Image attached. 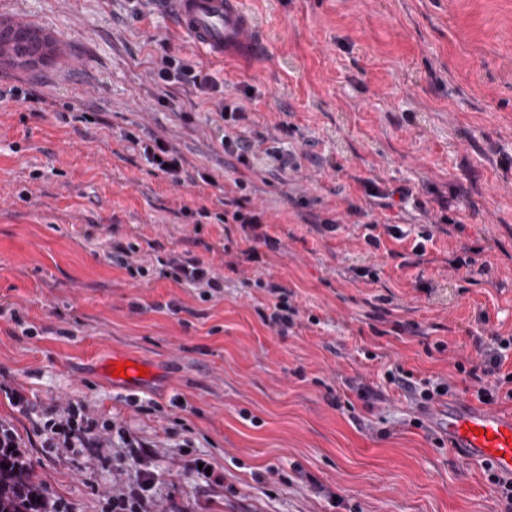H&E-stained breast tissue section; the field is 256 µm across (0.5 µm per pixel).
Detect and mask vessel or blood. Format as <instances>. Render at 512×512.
Segmentation results:
<instances>
[{"label": "vessel or blood", "instance_id": "obj_1", "mask_svg": "<svg viewBox=\"0 0 512 512\" xmlns=\"http://www.w3.org/2000/svg\"><path fill=\"white\" fill-rule=\"evenodd\" d=\"M173 20L192 43L211 58L245 51L253 42V21L242 0H168ZM428 414L463 461H492L512 477V411L477 405L463 398L428 406Z\"/></svg>", "mask_w": 512, "mask_h": 512}]
</instances>
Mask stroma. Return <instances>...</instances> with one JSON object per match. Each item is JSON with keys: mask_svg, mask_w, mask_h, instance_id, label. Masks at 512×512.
<instances>
[{"mask_svg": "<svg viewBox=\"0 0 512 512\" xmlns=\"http://www.w3.org/2000/svg\"><path fill=\"white\" fill-rule=\"evenodd\" d=\"M244 6L264 51L211 59L160 0L142 21L123 0H0V25L57 42L34 71L0 60L1 88L44 97L0 104V423L70 512H101L143 468L156 474L150 512H501L483 464L435 444L386 372L448 379L462 398L456 362L478 360L491 334L512 336V0ZM163 37L244 98L238 134L294 154L299 171L224 155L192 88L151 80ZM84 112L95 122H79ZM128 131L168 140L220 187L150 171ZM238 179L266 220L258 265L242 257L239 227L212 219ZM368 180L383 197L366 196ZM202 207V224L185 217ZM371 219L405 238L368 246ZM425 225L433 240L418 256ZM116 238L139 244L146 277L109 263ZM155 242L212 264L223 293L158 277ZM465 247L469 274L450 265ZM270 283L298 310L283 336L260 317ZM115 356L148 364L147 380L112 383L103 365ZM362 385L382 400L367 406ZM9 389L37 414L82 401L114 431L100 448L44 447ZM121 429L147 453L132 458ZM195 457L211 479L186 474Z\"/></svg>", "mask_w": 512, "mask_h": 512, "instance_id": "1", "label": "stroma"}]
</instances>
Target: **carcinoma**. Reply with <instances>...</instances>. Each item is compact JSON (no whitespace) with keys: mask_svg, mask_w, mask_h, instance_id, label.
<instances>
[{"mask_svg":"<svg viewBox=\"0 0 512 512\" xmlns=\"http://www.w3.org/2000/svg\"><path fill=\"white\" fill-rule=\"evenodd\" d=\"M0 48L14 64L27 67L46 57L50 41L39 30L25 28L16 33L0 30ZM0 512H46L38 495L31 468L17 450L0 448Z\"/></svg>","mask_w":512,"mask_h":512,"instance_id":"1","label":"carcinoma"}]
</instances>
